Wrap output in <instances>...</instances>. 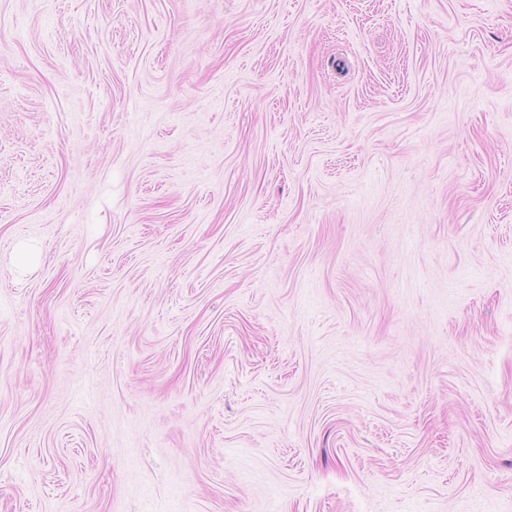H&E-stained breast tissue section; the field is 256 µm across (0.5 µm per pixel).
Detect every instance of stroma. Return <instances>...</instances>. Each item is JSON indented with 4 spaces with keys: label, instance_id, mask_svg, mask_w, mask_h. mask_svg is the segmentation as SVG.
I'll return each mask as SVG.
<instances>
[{
    "label": "stroma",
    "instance_id": "obj_1",
    "mask_svg": "<svg viewBox=\"0 0 512 512\" xmlns=\"http://www.w3.org/2000/svg\"><path fill=\"white\" fill-rule=\"evenodd\" d=\"M0 512H512V0H0Z\"/></svg>",
    "mask_w": 512,
    "mask_h": 512
}]
</instances>
